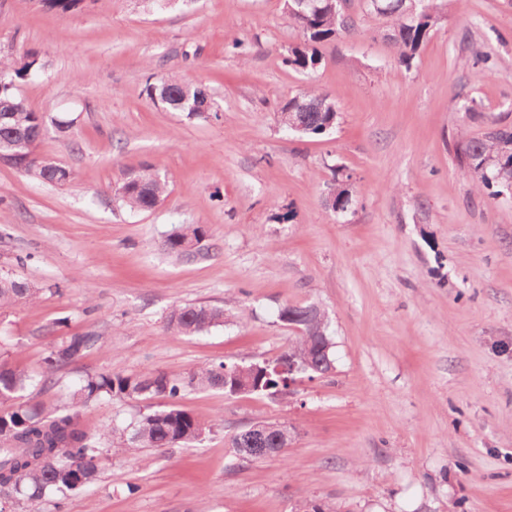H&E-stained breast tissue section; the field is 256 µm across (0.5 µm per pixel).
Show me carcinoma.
I'll return each instance as SVG.
<instances>
[{"label": "carcinoma", "instance_id": "1", "mask_svg": "<svg viewBox=\"0 0 512 512\" xmlns=\"http://www.w3.org/2000/svg\"><path fill=\"white\" fill-rule=\"evenodd\" d=\"M450 0H384L378 9L374 0H367L368 8L393 21L390 41L397 49L401 64L408 67L427 40L433 28L445 17ZM302 33L303 41L288 49L285 62L296 70H313L320 63L318 45L354 29L351 18L344 16L318 0V6L305 14L288 11ZM20 68L0 61V142L12 139L28 146L29 159L23 172L37 180L55 183L59 163L35 154V148L44 138L47 116L27 107L17 92V81L25 79L41 67L39 55L29 51ZM151 100L177 112L192 116L199 112L189 106L199 98L208 97L205 89L168 78L157 84H147ZM321 98L325 106L308 110L304 101ZM338 109L327 94L305 90L288 99L278 111V121L285 127L299 120L303 134L317 136L336 125ZM457 159L478 184L494 190L502 186L512 189V128L494 126L480 137L458 142ZM119 193L124 206L134 211H149L160 202L166 192V182L148 167L129 174ZM207 229L190 224L171 234L166 240L168 253L177 258H188L192 253L184 249V242L202 243ZM35 295V289L21 280L0 278V307ZM279 320L293 323L302 335L287 352L276 360L226 364L220 362L199 368L182 379H171L164 373L156 374H101L88 378L72 394V409L47 411L38 404L15 403L17 395L32 384L24 371L0 364V405L9 410L0 412V430L11 435V441L0 442V491L17 503H27V512H40L38 502L52 491L74 490L89 483L98 471L102 446L112 448H174L200 440L204 427L179 405L183 393L189 389H220L225 394H257L276 397L288 394V375H277L270 366L294 357L308 363L309 377L321 375V357L318 346L332 341L327 333L325 315L313 305H287L279 312ZM224 324V309L208 305H186L173 310L169 326L185 334L194 335L212 326ZM99 337L90 334L74 335L54 346L45 358L43 383L50 382L49 374L94 349ZM98 396L109 398L162 397L166 406L145 414L125 427L106 426L99 433H91L83 423L79 405H85ZM235 454L241 458L260 459L268 456L264 448L270 440H262L247 428L232 440Z\"/></svg>", "mask_w": 512, "mask_h": 512}]
</instances>
